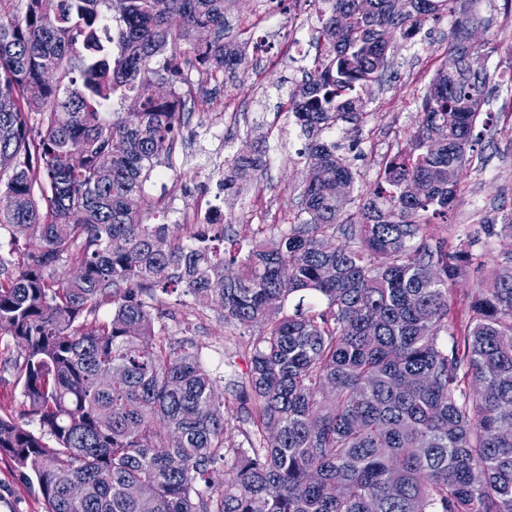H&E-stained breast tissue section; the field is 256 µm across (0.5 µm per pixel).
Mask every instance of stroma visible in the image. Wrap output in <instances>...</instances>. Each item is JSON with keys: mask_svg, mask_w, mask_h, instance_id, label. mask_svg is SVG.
<instances>
[{"mask_svg": "<svg viewBox=\"0 0 512 512\" xmlns=\"http://www.w3.org/2000/svg\"><path fill=\"white\" fill-rule=\"evenodd\" d=\"M471 8L490 21L479 35L477 51L492 78V93L477 122L474 156L459 172L453 213L447 223L429 228L433 236L447 239L449 249L469 254L467 276L448 289V303L460 320L468 316L474 290L490 285L500 255L512 250V228L499 224L489 233L480 222L486 214L512 210V0H472ZM226 17L231 32L246 40L248 51L261 50L265 56L246 72L225 76L215 95L196 100L195 120L178 134L176 160L166 172L165 186L148 187L147 195L162 203L166 223L183 243H192L205 212L216 208L223 212L228 235L247 247L264 240L305 185L307 141L288 115V91L312 63L320 24L312 0H292L289 9L272 18L263 14L261 0H230ZM453 25V17H442L410 45L391 48L389 69L368 91L367 116L359 132H340L359 191L370 189L384 158L393 155L415 128L418 99L448 51ZM295 29L302 38L300 52L278 57L273 43ZM219 113L224 116L223 132L203 133L201 122ZM258 116L264 121L259 134L250 130ZM258 148L268 153L269 164L255 172L242 203L233 212H224L216 182L225 158ZM158 303L173 315L168 323L173 335L203 346L210 369L221 378L224 415L232 421L228 432L241 440L233 421L248 370L245 344L259 336L260 327L224 324L212 309L196 313L192 297L180 290L160 295ZM18 352L10 336L0 337V415L34 431L38 425L27 413L14 365ZM45 510L35 484L0 454V512Z\"/></svg>", "mask_w": 512, "mask_h": 512, "instance_id": "35a3bbf8", "label": "stroma"}]
</instances>
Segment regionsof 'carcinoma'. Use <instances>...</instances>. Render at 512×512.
Wrapping results in <instances>:
<instances>
[{"label": "carcinoma", "instance_id": "1", "mask_svg": "<svg viewBox=\"0 0 512 512\" xmlns=\"http://www.w3.org/2000/svg\"><path fill=\"white\" fill-rule=\"evenodd\" d=\"M13 2L19 15L0 20V231L19 248L0 252V333L21 346L38 430L1 416L0 453L32 473L46 512H512V252L458 331L448 288L464 255L426 232L456 199L453 169L488 100L489 74L463 62L470 0H314L316 55L288 91L308 180L292 221L242 259L207 224L179 243L142 206L189 102L247 65L226 36L229 0ZM108 13L118 34L103 40ZM447 15L416 130L366 196L336 200L356 176L322 135L367 114L387 31L407 41ZM224 165L232 209L263 161ZM62 261L78 274L57 278ZM179 286L222 304L228 325L262 326L242 442L199 346L162 323L157 294ZM108 300L111 318L91 320Z\"/></svg>", "mask_w": 512, "mask_h": 512}]
</instances>
